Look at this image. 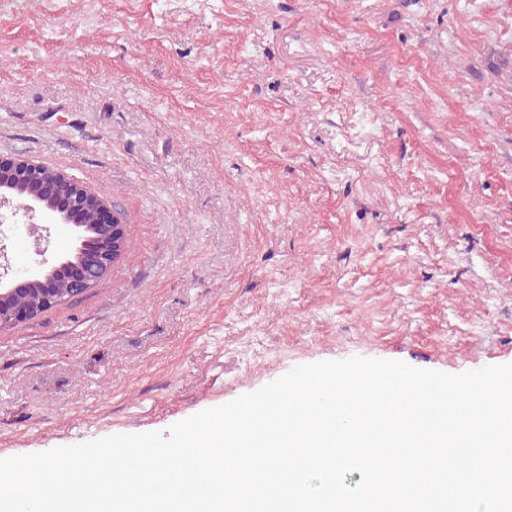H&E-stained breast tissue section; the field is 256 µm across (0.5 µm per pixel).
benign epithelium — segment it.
Here are the masks:
<instances>
[{"label": "benign epithelium", "instance_id": "7a95c632", "mask_svg": "<svg viewBox=\"0 0 512 512\" xmlns=\"http://www.w3.org/2000/svg\"><path fill=\"white\" fill-rule=\"evenodd\" d=\"M8 190L18 203L12 212H23L32 219L36 213L47 220L59 219L82 232L80 245L63 261H49L47 253L50 235H38L33 239L34 253L41 257L37 272L9 288L0 289V328L23 324L40 314V311L17 304L19 294L31 289L46 293L43 307L49 309L65 298L84 294L95 286L124 256L127 239L126 224L99 196L69 175L26 159L0 158V208L10 204L3 190ZM91 210L95 215V227L105 231L100 241L89 243L83 233L87 226L80 223L83 213ZM65 284L67 297L51 295L56 281Z\"/></svg>", "mask_w": 512, "mask_h": 512}]
</instances>
